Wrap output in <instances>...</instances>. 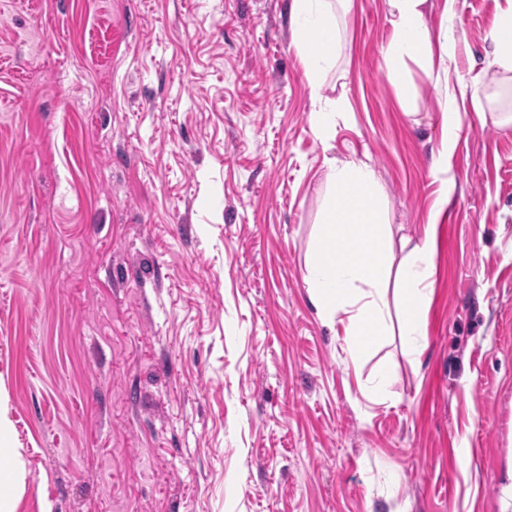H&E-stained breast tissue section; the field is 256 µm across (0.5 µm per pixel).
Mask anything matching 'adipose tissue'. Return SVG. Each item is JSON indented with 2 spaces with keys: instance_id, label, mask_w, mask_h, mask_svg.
I'll return each instance as SVG.
<instances>
[{
  "instance_id": "1",
  "label": "adipose tissue",
  "mask_w": 512,
  "mask_h": 512,
  "mask_svg": "<svg viewBox=\"0 0 512 512\" xmlns=\"http://www.w3.org/2000/svg\"><path fill=\"white\" fill-rule=\"evenodd\" d=\"M352 0H293L294 40L305 59V75L314 108L313 131L329 143L338 123L347 121L344 98H329L323 82L339 51V12ZM445 24L431 33L425 22L429 0H385L392 38L385 50L388 75L403 81L408 62L417 63L428 78L442 82L441 146L433 173L443 175L464 129L462 99H471L481 122L512 124V113L501 105L499 86L483 74L463 81L456 57L454 27L457 0H445ZM486 40L489 65L512 73V0H505ZM326 180L331 188L317 247L307 265L306 288L319 317L342 325L344 348L352 362L363 360L376 346L396 336L408 339L409 366L425 343L424 311L430 298L435 253L433 230H425L403 257L395 255L394 230L387 222V205L375 169L363 161H329Z\"/></svg>"
}]
</instances>
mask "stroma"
Wrapping results in <instances>:
<instances>
[{
	"label": "stroma",
	"instance_id": "35a3bbf8",
	"mask_svg": "<svg viewBox=\"0 0 512 512\" xmlns=\"http://www.w3.org/2000/svg\"><path fill=\"white\" fill-rule=\"evenodd\" d=\"M292 0H0V485L10 512H500L512 470V128L468 112L427 347L353 366L304 277L328 159L370 163L396 236L442 183V88L389 81L353 0L314 135ZM499 0H457L486 66ZM387 402L359 390L381 365Z\"/></svg>",
	"mask_w": 512,
	"mask_h": 512
}]
</instances>
